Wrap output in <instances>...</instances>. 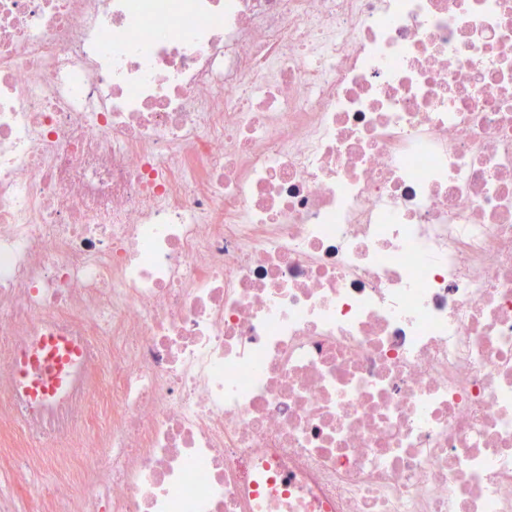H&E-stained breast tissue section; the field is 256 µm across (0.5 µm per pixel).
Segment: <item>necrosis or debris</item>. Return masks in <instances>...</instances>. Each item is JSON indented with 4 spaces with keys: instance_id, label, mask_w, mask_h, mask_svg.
<instances>
[{
    "instance_id": "4bbe7bcc",
    "label": "necrosis or debris",
    "mask_w": 512,
    "mask_h": 512,
    "mask_svg": "<svg viewBox=\"0 0 512 512\" xmlns=\"http://www.w3.org/2000/svg\"><path fill=\"white\" fill-rule=\"evenodd\" d=\"M0 447V512H512V0H0ZM39 356L27 355L19 357L12 369V378L19 387L37 391L40 387L38 380Z\"/></svg>"
}]
</instances>
